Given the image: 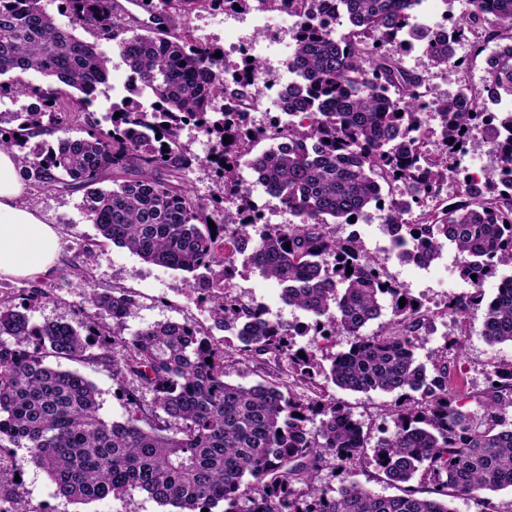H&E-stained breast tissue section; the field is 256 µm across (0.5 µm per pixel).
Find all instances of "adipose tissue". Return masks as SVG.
<instances>
[{
  "instance_id": "1",
  "label": "adipose tissue",
  "mask_w": 512,
  "mask_h": 512,
  "mask_svg": "<svg viewBox=\"0 0 512 512\" xmlns=\"http://www.w3.org/2000/svg\"><path fill=\"white\" fill-rule=\"evenodd\" d=\"M27 192L15 153L0 150V277L40 280L56 268L58 231L25 203Z\"/></svg>"
}]
</instances>
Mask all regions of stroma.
<instances>
[{
	"instance_id": "obj_1",
	"label": "stroma",
	"mask_w": 512,
	"mask_h": 512,
	"mask_svg": "<svg viewBox=\"0 0 512 512\" xmlns=\"http://www.w3.org/2000/svg\"><path fill=\"white\" fill-rule=\"evenodd\" d=\"M178 21L190 30L195 41L218 48L230 43L244 48L263 38L262 32L253 28L225 26L224 11L219 7L192 10L179 16ZM82 199L79 192L39 189L31 191L27 197L28 205L59 231V264L55 274L41 283L46 298L26 306L31 322L62 321L79 325L97 314L90 302L91 294L115 289L136 301L133 314L123 323L125 334H133L157 322L173 321L189 322L217 339H227V332L213 319L210 302L199 299L197 293L185 287L184 272L143 262L127 248L102 240L95 225L83 212ZM330 230L341 239L358 235L365 253L381 264L388 278L408 288L412 297L434 311V331L416 357L422 363H430L434 353L443 349L446 343H457L460 349L457 384L465 395L463 410L481 417L483 411L474 395L483 390L485 371L490 364L512 362V345H492L483 338L482 311L471 313L470 328L466 331L460 329L452 316L444 314L448 301L471 293V284L459 273H447L442 261H435L424 270L394 257L387 250L389 236L382 217H375L369 226H352L339 221L332 224ZM229 286L233 294L244 302L264 308L274 319L289 323L310 320L303 311L283 304L277 282L265 278L254 268H240ZM61 367L79 372L95 385L102 418L110 422L126 418L124 393L129 388L128 383L113 380L111 370L92 362L65 361ZM328 391L337 402L349 408L364 428L392 429L387 410L394 401L393 395L374 391L355 393L333 385ZM348 477L382 495L398 492L397 487L387 483L374 466L334 458L324 463L316 473L314 483L335 489ZM19 492L30 512H162L161 505L137 489L120 497L87 504L70 501L57 495L48 474L32 465L25 468Z\"/></svg>"
}]
</instances>
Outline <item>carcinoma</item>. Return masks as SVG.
I'll return each instance as SVG.
<instances>
[{
    "label": "carcinoma",
    "instance_id": "cac0c4a2",
    "mask_svg": "<svg viewBox=\"0 0 512 512\" xmlns=\"http://www.w3.org/2000/svg\"><path fill=\"white\" fill-rule=\"evenodd\" d=\"M20 2L0 0V77L36 70L48 85L0 81V98L24 95L40 103L11 113V128L0 119V149H18L28 184L84 192L82 209L104 239L146 263L195 274L190 288L213 303L214 319L237 345L229 349L192 324L172 321L126 336L120 323L135 302L113 289L90 297L98 314L112 317L110 327L94 320L78 327L36 324L14 297L0 295V449H28L25 463L44 470L57 494L71 501L139 489L180 512H453L449 496L512 489V364L487 372L479 395L484 416L475 422L448 387L455 359L437 354L430 371L416 360L434 316L385 279L358 240L338 239L328 226L330 217L348 222L373 206L398 234L405 261L428 266L443 243L454 245L460 275L474 291L449 303L447 312L465 326L482 308L485 340L512 344V287L487 303L482 291L498 266L512 264V112L486 125L482 136L500 150L504 173L472 188L449 164L480 146L462 128L480 120L488 100L512 95V0H493L491 9L488 0H470L457 30L477 39L476 53L492 41L498 54L482 88L457 97L424 86L402 58L382 50L406 29L411 0H334L336 19L349 22L340 38L320 28L325 0H266L271 9L293 13L299 27L288 58L297 74L288 91L290 119L262 129L241 124L256 94L240 72L260 70L259 61L245 59L222 79L218 48L197 44L170 16L156 15L157 26L144 28L118 13L114 0H61L72 19L66 28L43 0ZM178 3L184 11L216 3L246 10L253 0ZM79 28L116 42L154 106L124 99L111 106V128L30 149V139L44 132L85 124L86 106L109 83L110 60L97 43L75 34ZM457 44L437 40L429 60L461 84ZM218 100L229 106L216 108ZM431 119L438 122L439 154L425 150ZM190 124L212 143L203 158L181 142ZM279 139L288 140L286 149L255 152L257 143ZM195 163L223 179L224 196L212 205L188 184ZM245 167L261 175L295 223H258L244 189ZM107 172L112 188L105 190L97 184ZM450 178L458 183L452 204L443 196ZM227 199L235 210L224 208ZM427 201L431 207L417 221L405 219ZM245 254L281 285L283 303L309 313L313 323L299 330L273 320L228 289L236 256ZM385 296L392 317L368 334ZM310 331L326 340L346 333L353 342L326 367L293 349L292 334ZM49 357L108 363L117 381L131 378L150 389L154 406L144 410L139 395L128 392L127 418L110 423L99 415L95 386L52 366ZM249 362L287 363L314 396L283 392L273 372L256 385L226 380L228 368ZM321 377L344 390L396 395L389 409L394 431L378 438L372 462L389 482L405 485L403 494H378L355 481L330 491L314 485L326 457L354 461L367 443L363 426L329 399ZM316 417L319 426L307 428ZM419 472L437 497L407 487Z\"/></svg>",
    "mask_w": 512,
    "mask_h": 512
}]
</instances>
